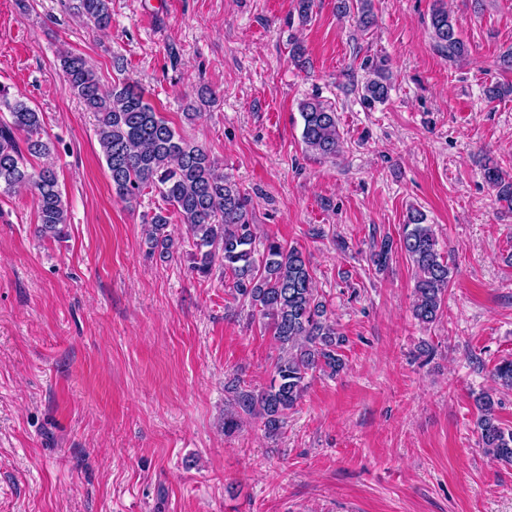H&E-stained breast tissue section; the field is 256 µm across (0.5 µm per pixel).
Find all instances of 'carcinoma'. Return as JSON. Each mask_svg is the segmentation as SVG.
<instances>
[{
	"instance_id": "carcinoma-1",
	"label": "carcinoma",
	"mask_w": 512,
	"mask_h": 512,
	"mask_svg": "<svg viewBox=\"0 0 512 512\" xmlns=\"http://www.w3.org/2000/svg\"><path fill=\"white\" fill-rule=\"evenodd\" d=\"M111 2L68 0L69 9L98 30L112 23ZM356 22L364 31L375 24L373 0H356ZM430 32L448 58L468 53L455 20L442 5L432 11ZM60 61L69 90L96 116L112 191L131 200L151 188L168 205L150 220L151 249H160L164 260L172 257L173 241L167 227L169 213L176 214L186 226L191 270L208 279L214 267H220L221 278H229L233 297L267 320L280 350L271 381L259 392L241 387L238 381L232 385L224 431H235L243 414L261 419L268 435H279L288 413L298 406L308 387V375L322 371L333 376L345 368L340 353L345 337L330 320L327 303L316 294L307 256L276 237L257 242L250 194L217 173L209 153L180 136L136 85L119 78L104 86L93 65L80 54L64 52ZM372 73L373 78L362 87V99L370 107L385 102L391 88L383 66H373ZM2 112L8 113L9 119L0 120V191L34 187L37 232L44 238L60 239L68 219L56 172L51 167L38 171L29 167L28 157L47 155L51 150V143L42 136V115L4 85H0ZM300 116L306 149L320 157L336 156L342 144L336 112L309 99L300 104ZM483 175L496 191L498 202L512 212V176L492 161L485 163ZM399 243L415 269L413 316L422 324H432L442 313L451 267L419 210L407 215ZM393 246V240L385 237L373 247L370 262L377 270L389 265ZM492 376L499 385L512 389V359L496 364ZM475 405L479 443L495 458L512 464V429L502 427L493 396L481 393Z\"/></svg>"
}]
</instances>
